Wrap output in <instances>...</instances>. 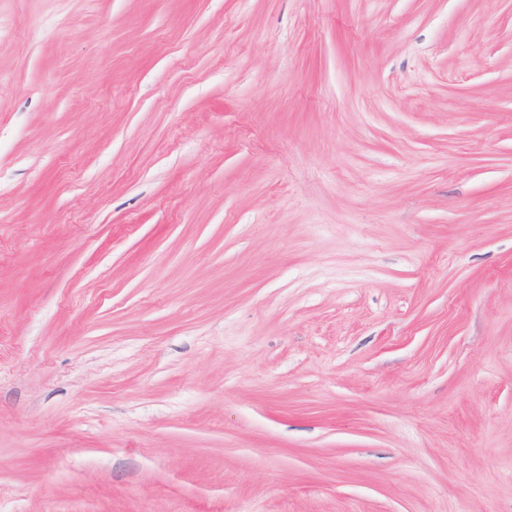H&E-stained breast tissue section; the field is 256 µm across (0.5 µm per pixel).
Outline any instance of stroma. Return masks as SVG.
I'll return each instance as SVG.
<instances>
[{
  "mask_svg": "<svg viewBox=\"0 0 512 512\" xmlns=\"http://www.w3.org/2000/svg\"><path fill=\"white\" fill-rule=\"evenodd\" d=\"M0 512H512V0H0Z\"/></svg>",
  "mask_w": 512,
  "mask_h": 512,
  "instance_id": "1",
  "label": "stroma"
}]
</instances>
